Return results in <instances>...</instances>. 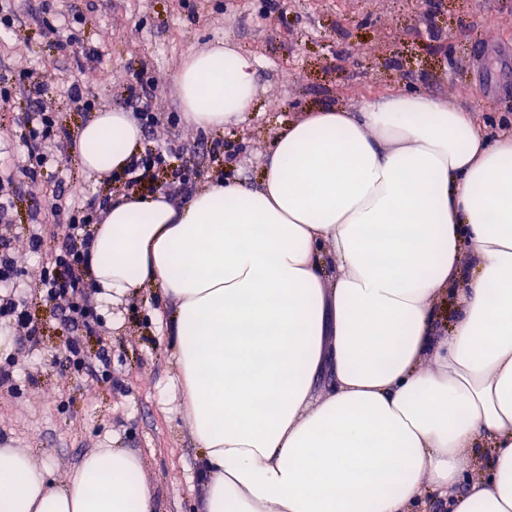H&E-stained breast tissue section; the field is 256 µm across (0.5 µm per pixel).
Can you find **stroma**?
Wrapping results in <instances>:
<instances>
[{
	"label": "stroma",
	"instance_id": "stroma-1",
	"mask_svg": "<svg viewBox=\"0 0 512 512\" xmlns=\"http://www.w3.org/2000/svg\"><path fill=\"white\" fill-rule=\"evenodd\" d=\"M0 10L10 16L0 23V78L11 93L0 106V173L13 177L0 234L22 271V308L39 328L36 342L16 335L0 354V368L14 374L0 385V448L29 449L59 486L86 453L130 449L156 512H199L202 450L180 412L156 303L140 294L116 313L97 306L101 324L81 334L83 355L94 364L109 354L111 371L73 366L72 333L45 297L31 237L41 235L47 252L60 246L77 184L100 208L129 190L182 201L219 178L255 182L277 132L326 102L353 106L414 89L454 97L479 120L510 121L512 0H5ZM62 17L75 36L64 47L49 31ZM222 43L253 58L258 94L240 126L202 130L183 117L175 74L187 54ZM25 66L39 70L56 123L71 132L95 112H136L129 88L150 83L146 105L158 123L144 129L142 151L164 153L165 163L134 183L123 173L99 180L82 171L74 140L63 139L29 178ZM74 83L77 101L67 93Z\"/></svg>",
	"mask_w": 512,
	"mask_h": 512
}]
</instances>
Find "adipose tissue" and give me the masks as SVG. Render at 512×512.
I'll list each match as a JSON object with an SVG mask.
<instances>
[{"mask_svg":"<svg viewBox=\"0 0 512 512\" xmlns=\"http://www.w3.org/2000/svg\"><path fill=\"white\" fill-rule=\"evenodd\" d=\"M175 83L202 129L238 125L256 92L226 46L190 54ZM142 139L131 113H93L80 166L122 171ZM89 279L112 306L149 289L174 306L201 512H512V133L454 99L321 105L278 136L259 184L115 197ZM141 469L100 448L58 488L0 448V512H154Z\"/></svg>","mask_w":512,"mask_h":512,"instance_id":"adipose-tissue-1","label":"adipose tissue"}]
</instances>
